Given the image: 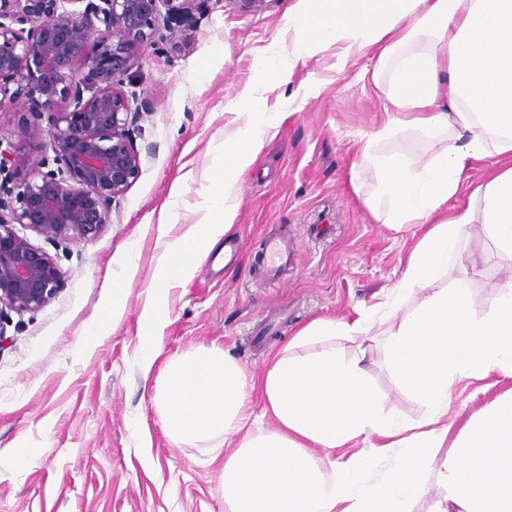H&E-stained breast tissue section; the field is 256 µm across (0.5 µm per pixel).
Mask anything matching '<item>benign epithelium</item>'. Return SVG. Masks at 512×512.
<instances>
[{
	"mask_svg": "<svg viewBox=\"0 0 512 512\" xmlns=\"http://www.w3.org/2000/svg\"><path fill=\"white\" fill-rule=\"evenodd\" d=\"M207 0H0V108L32 101L18 140L0 137V320L34 313L64 282L30 230L57 244L94 239L138 178L130 126L147 108L122 76L161 31L188 25ZM43 155L20 175L21 148ZM57 168L42 167L49 162Z\"/></svg>",
	"mask_w": 512,
	"mask_h": 512,
	"instance_id": "1",
	"label": "benign epithelium"
}]
</instances>
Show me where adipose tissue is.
<instances>
[{
	"mask_svg": "<svg viewBox=\"0 0 512 512\" xmlns=\"http://www.w3.org/2000/svg\"><path fill=\"white\" fill-rule=\"evenodd\" d=\"M428 42L411 49L418 30ZM286 53L258 57V85L237 92L224 126L223 159L209 171L203 222L167 239L141 314L139 355L150 371L159 354L165 300L195 274L234 223L240 176L279 115L266 111L259 84L289 83L299 62L335 48L344 70L374 53L394 59L386 137L407 126L424 138L451 130L452 149L417 163L382 159L380 191L392 229L422 233L385 305L388 370L425 408L414 422L386 410L368 370L370 314L316 318L300 328L259 375H247L224 350L199 348L170 361L155 399L175 442L226 447L225 512H414L429 480L446 490L433 512H512V390L472 413L459 430L446 421L452 387L494 375L512 377V280L481 313L471 309L476 265L452 268L469 226L481 225L500 259L512 263V0H294L284 22ZM488 164L465 206L449 208L472 162ZM137 245L112 273L111 297L86 335L96 340L122 314L137 267ZM422 300L406 307L407 297ZM360 339L354 355L326 339ZM259 396L273 429L258 426ZM368 450L348 457L356 442ZM390 465L370 473L380 459Z\"/></svg>",
	"mask_w": 512,
	"mask_h": 512,
	"instance_id": "ef3b65f1",
	"label": "adipose tissue"
}]
</instances>
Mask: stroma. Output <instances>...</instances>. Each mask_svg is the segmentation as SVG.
<instances>
[{"instance_id":"1","label":"stroma","mask_w":512,"mask_h":512,"mask_svg":"<svg viewBox=\"0 0 512 512\" xmlns=\"http://www.w3.org/2000/svg\"><path fill=\"white\" fill-rule=\"evenodd\" d=\"M291 2L245 12L234 0H208L191 26L164 35L123 77L125 91L145 97L148 109L132 132L141 173L112 202L110 224L78 244L31 234L65 281L47 306L0 325V512H224L223 450L174 443L163 429L154 396L165 366L216 346L247 374L260 373L312 319L375 310L398 280L420 230L382 224L388 203L375 160H424L455 140L448 130L426 140L406 127L375 139L387 120L386 67L340 71L329 49L294 75L320 78L318 97L291 101L293 84L262 89L268 111L282 119L238 183L235 222L213 249L218 263L202 257L194 277L171 290L160 354L150 375L141 371L142 292L161 249L158 211L181 180L171 235L202 218L201 192L224 140L227 105L251 81L256 57L283 36ZM274 238L288 245L287 263L275 270L268 255ZM132 240L140 258L124 315L87 342L85 329L108 302L112 269ZM466 251L479 261L471 282L478 314L512 279V266L476 226ZM386 329L381 320L372 325L370 373L386 406L414 421L423 408L393 382ZM511 389L512 378L501 375L484 390L475 382L457 386L449 423L460 429Z\"/></svg>"}]
</instances>
